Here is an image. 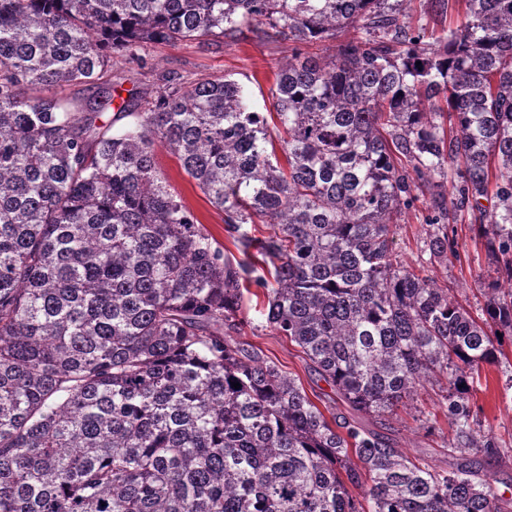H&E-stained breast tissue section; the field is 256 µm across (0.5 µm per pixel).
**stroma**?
<instances>
[{
    "label": "stroma",
    "instance_id": "stroma-1",
    "mask_svg": "<svg viewBox=\"0 0 512 512\" xmlns=\"http://www.w3.org/2000/svg\"><path fill=\"white\" fill-rule=\"evenodd\" d=\"M287 52V43L261 41L252 34L244 38H216L206 43L159 42L146 48L141 62L122 52L113 53L105 79L115 85L122 98L135 101L143 108L153 101L163 78L227 76L245 85L258 111L269 112L273 109L270 88L276 65ZM156 162L171 189L183 198L212 237L220 244H227L222 214L189 181L176 157L160 147L156 150ZM427 232L420 210L401 215L394 247L409 268L422 264ZM455 238L456 256L428 266L426 272L439 285L453 288L459 302L477 314L485 304L484 288L494 275L486 241L476 236L467 219L456 224ZM262 309V299L244 296L241 314L251 326L241 334V341L260 350L265 359L297 379L318 406L346 412V405L336 401L331 387L318 377L300 349L286 337L262 327ZM503 351L505 357L500 363L484 365L481 383L470 393V404L481 433L491 438L497 450L493 453L474 450L469 458L481 473L491 476L498 495L512 500V389L506 386L508 376L512 375V344L504 343ZM445 384L441 376L426 382L413 401L383 419L368 420V427L393 439L408 456L438 469L448 468L458 461L459 455L448 446L455 432L448 420Z\"/></svg>",
    "mask_w": 512,
    "mask_h": 512
}]
</instances>
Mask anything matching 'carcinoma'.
I'll return each instance as SVG.
<instances>
[{"label": "carcinoma", "mask_w": 512, "mask_h": 512, "mask_svg": "<svg viewBox=\"0 0 512 512\" xmlns=\"http://www.w3.org/2000/svg\"><path fill=\"white\" fill-rule=\"evenodd\" d=\"M461 2L432 42L401 0H0V512H512L471 466L327 419L234 339L257 283L266 327L351 412L383 417L442 374L453 448L491 447L468 394L512 342V0ZM246 29L290 42L270 89L282 160L224 76L168 79L108 124L112 86L51 93L95 84L114 51ZM159 144L246 259L162 181ZM436 179L426 262L470 216L506 274L482 317L393 248Z\"/></svg>", "instance_id": "cac0c4a2"}]
</instances>
